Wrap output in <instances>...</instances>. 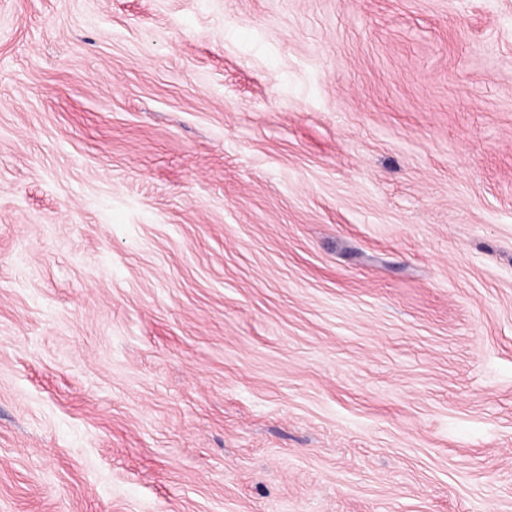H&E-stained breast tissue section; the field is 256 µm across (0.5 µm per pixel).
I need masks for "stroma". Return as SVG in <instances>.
Wrapping results in <instances>:
<instances>
[{
	"label": "stroma",
	"instance_id": "stroma-1",
	"mask_svg": "<svg viewBox=\"0 0 512 512\" xmlns=\"http://www.w3.org/2000/svg\"><path fill=\"white\" fill-rule=\"evenodd\" d=\"M0 512H512V0H0Z\"/></svg>",
	"mask_w": 512,
	"mask_h": 512
}]
</instances>
